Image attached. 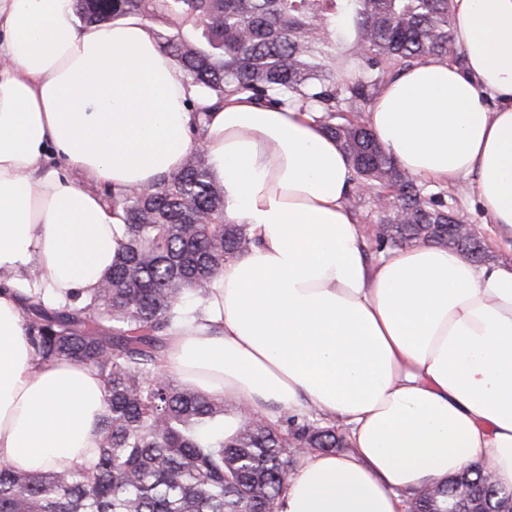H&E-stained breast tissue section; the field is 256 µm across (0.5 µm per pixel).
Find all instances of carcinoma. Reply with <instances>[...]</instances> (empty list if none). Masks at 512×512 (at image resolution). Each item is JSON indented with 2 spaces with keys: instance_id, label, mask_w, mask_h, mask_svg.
<instances>
[{
  "instance_id": "carcinoma-1",
  "label": "carcinoma",
  "mask_w": 512,
  "mask_h": 512,
  "mask_svg": "<svg viewBox=\"0 0 512 512\" xmlns=\"http://www.w3.org/2000/svg\"><path fill=\"white\" fill-rule=\"evenodd\" d=\"M139 14L163 24L161 48L203 94L222 102L245 93L280 105L290 92L320 112L325 130L350 159L353 181L386 198L377 249L432 242L485 258L474 230L448 227L441 194L400 169L358 113L393 68L452 51L450 0H79L87 24ZM353 33L367 71L340 83L333 65L336 21ZM343 96L357 113L336 114ZM125 212L126 240L97 296L55 302L21 295L39 363L73 360L106 385L93 460L60 471L0 465V512H276L297 449L343 448L336 424L241 409L224 436V398L190 391L162 371L168 331L198 312L224 261L254 245L248 225L224 223V189L204 153L139 192L112 197ZM194 299L193 306L183 303ZM483 512L509 507L512 491L486 468L469 465L436 488L415 492L409 512L457 500Z\"/></svg>"
}]
</instances>
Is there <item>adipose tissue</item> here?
<instances>
[{
    "label": "adipose tissue",
    "instance_id": "ef3b65f1",
    "mask_svg": "<svg viewBox=\"0 0 512 512\" xmlns=\"http://www.w3.org/2000/svg\"><path fill=\"white\" fill-rule=\"evenodd\" d=\"M452 11L462 64L402 69L365 119L400 168L469 178L512 238V0ZM195 147L224 189L225 223L254 244L217 272L200 316L171 329L164 371L230 401L228 435L238 401L349 429L347 452L299 458L276 512H404V494L474 462L512 488V265L432 243L368 259L351 163L318 113L293 97L209 106L150 21L83 25L78 0H0V464L91 459L105 383L74 361H34L17 294L92 300L124 234L95 186L147 189ZM52 154L66 171L47 167Z\"/></svg>",
    "mask_w": 512,
    "mask_h": 512
}]
</instances>
